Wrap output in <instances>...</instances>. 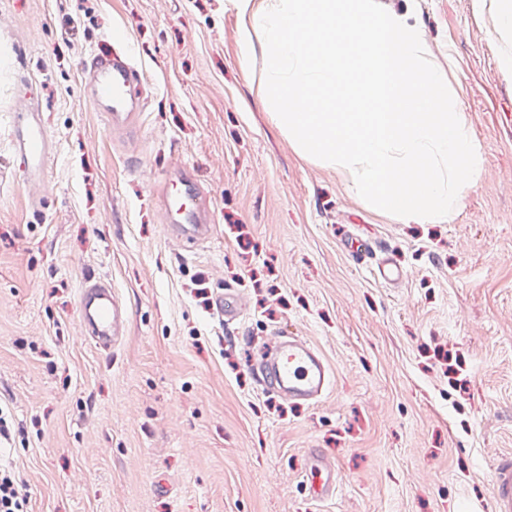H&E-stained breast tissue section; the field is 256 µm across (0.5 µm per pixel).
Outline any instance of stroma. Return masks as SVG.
Wrapping results in <instances>:
<instances>
[{
  "instance_id": "1",
  "label": "stroma",
  "mask_w": 512,
  "mask_h": 512,
  "mask_svg": "<svg viewBox=\"0 0 512 512\" xmlns=\"http://www.w3.org/2000/svg\"><path fill=\"white\" fill-rule=\"evenodd\" d=\"M411 10L482 157L451 221L402 224L296 151L263 105L264 47L236 0H0V446L28 512H492L512 463V72L494 0H379ZM120 29L144 85L141 123L109 132L81 97ZM56 151L30 197L8 138L20 100ZM194 164L210 240L166 234L155 188ZM401 266L357 262L351 236ZM132 311L113 350L77 336L86 273ZM237 291L243 319L210 308ZM327 358L315 404L263 393L277 336ZM336 466L311 500L308 458Z\"/></svg>"
}]
</instances>
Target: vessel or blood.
Listing matches in <instances>:
<instances>
[{"instance_id": "b4317fda", "label": "vessel or blood", "mask_w": 512, "mask_h": 512, "mask_svg": "<svg viewBox=\"0 0 512 512\" xmlns=\"http://www.w3.org/2000/svg\"><path fill=\"white\" fill-rule=\"evenodd\" d=\"M90 77L81 85L82 97L102 112L108 128H131L143 108L138 89L139 74L128 53L93 57L88 66ZM10 138L25 178L39 182L55 146L48 136L40 112L26 108L8 116ZM181 189L165 193L164 205L169 230L186 243L208 239L213 226L206 220L208 204L196 179L193 165H183L178 173ZM378 247L368 240L358 241L355 252L360 258H377L379 277L387 282L400 278L402 270L391 257H378ZM212 314L224 323L242 315V303L233 289L216 296ZM130 313L110 284L88 275L78 297V318L89 336L105 347L116 345L128 323ZM261 388L295 405L315 402L332 384V374L320 351L295 336L277 337L256 369ZM309 469L318 479L313 491L324 500L336 492V467L324 455L315 454ZM492 505L494 512H512V465L502 464L496 475Z\"/></svg>"}]
</instances>
